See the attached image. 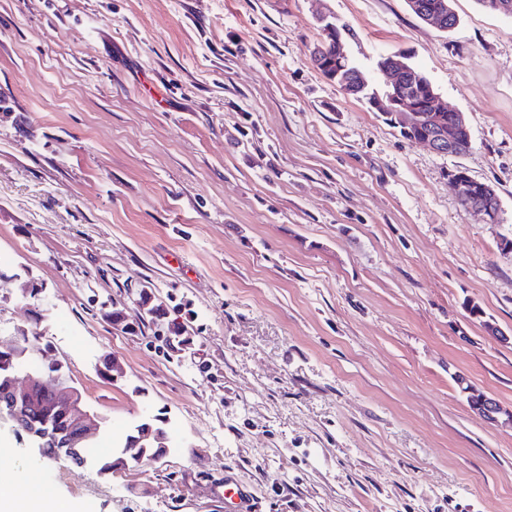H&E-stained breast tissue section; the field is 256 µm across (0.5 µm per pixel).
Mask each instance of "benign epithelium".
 Returning a JSON list of instances; mask_svg holds the SVG:
<instances>
[{
    "label": "benign epithelium",
    "instance_id": "obj_1",
    "mask_svg": "<svg viewBox=\"0 0 512 512\" xmlns=\"http://www.w3.org/2000/svg\"><path fill=\"white\" fill-rule=\"evenodd\" d=\"M324 38L330 43L334 56L326 60L316 56L317 64L330 71L331 79L346 95L357 93L365 88L367 80L363 74L350 68V54L343 41L341 27L328 19H321ZM349 71V80L340 78ZM388 76V91L385 96L370 95L366 98L369 107L392 119L393 124L416 142L422 143L440 155L459 156L471 149L472 139L464 113L443 106L436 90L415 70L399 61H392L382 67ZM428 118L427 129H422L423 118ZM450 189L458 200L469 203L470 211L490 224H496L501 216V204L496 189L488 182L471 177L463 169L449 172ZM457 385L466 396L469 408L489 421L512 427V409L502 406L497 400L476 392L469 379L463 374L455 375ZM37 388L35 378L27 376V381L19 383L12 377L3 385L6 412L0 415L3 422L11 418L10 412L20 403L31 400ZM41 415L48 420H58L77 432L85 441L94 430L93 417L82 404V395L73 381L68 378L56 379L48 391L44 392ZM160 420L158 416L142 418L135 428L138 437L127 439L126 446L136 447L143 442L157 443L167 447L168 437L152 424Z\"/></svg>",
    "mask_w": 512,
    "mask_h": 512
}]
</instances>
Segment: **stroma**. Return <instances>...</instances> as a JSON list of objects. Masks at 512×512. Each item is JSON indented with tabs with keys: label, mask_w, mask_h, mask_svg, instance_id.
I'll return each mask as SVG.
<instances>
[{
	"label": "stroma",
	"mask_w": 512,
	"mask_h": 512,
	"mask_svg": "<svg viewBox=\"0 0 512 512\" xmlns=\"http://www.w3.org/2000/svg\"><path fill=\"white\" fill-rule=\"evenodd\" d=\"M452 7L447 33L405 0H0V335L53 350L109 424L100 453L148 414L171 437L102 474L0 427L17 497L226 512L230 479L258 512H512V428L454 380L512 408V18ZM324 15L377 92L404 55L470 151L433 153L326 78ZM458 167L499 223L459 205ZM143 289L185 354L140 324ZM113 300L137 333L103 318ZM450 189L458 200L468 202L470 211L490 224H496L501 216V204L496 189L488 182L471 177L463 169L448 173ZM457 385L466 396L469 408L489 421L512 427V409L502 406L497 400L477 393L469 379L463 374L455 375Z\"/></svg>",
	"instance_id": "stroma-1"
}]
</instances>
